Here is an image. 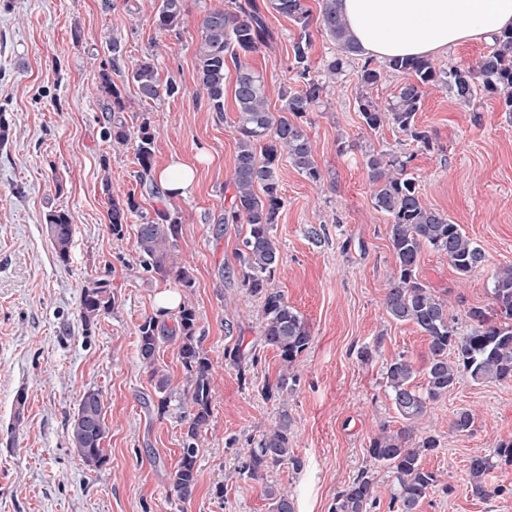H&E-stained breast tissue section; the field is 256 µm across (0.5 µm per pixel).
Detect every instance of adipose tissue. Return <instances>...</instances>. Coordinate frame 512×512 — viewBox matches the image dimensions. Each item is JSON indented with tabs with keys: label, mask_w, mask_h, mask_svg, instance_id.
I'll list each match as a JSON object with an SVG mask.
<instances>
[{
	"label": "adipose tissue",
	"mask_w": 512,
	"mask_h": 512,
	"mask_svg": "<svg viewBox=\"0 0 512 512\" xmlns=\"http://www.w3.org/2000/svg\"><path fill=\"white\" fill-rule=\"evenodd\" d=\"M362 54L431 57L512 26V0H339Z\"/></svg>",
	"instance_id": "obj_1"
}]
</instances>
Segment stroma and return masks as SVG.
Returning a JSON list of instances; mask_svg holds the SVG:
<instances>
[{
	"mask_svg": "<svg viewBox=\"0 0 512 512\" xmlns=\"http://www.w3.org/2000/svg\"><path fill=\"white\" fill-rule=\"evenodd\" d=\"M157 4L0 0V117L8 127L0 144V512H272L264 483L237 479L233 471L248 440L283 411L302 466H277L266 483L291 490L295 512H329L337 492L370 467L367 448L380 424L402 425L385 387L386 362L404 354L419 364L428 351L416 326L392 322L383 309L395 259L387 220L371 203L363 151L409 156L423 200L484 252L485 264L466 277L444 254L429 247L420 254V279L449 300L464 330L469 309L491 307L494 270L512 265V114L494 94L466 106L443 88L427 87L417 122L435 148L425 151L390 125L364 128L359 117L360 95L391 101L401 76L390 73L364 88L350 72L333 85L327 103L302 117L325 178L315 184L288 162L279 164L283 206L273 235L281 261L270 286L303 316L312 336L288 364L261 344V302L235 273L247 227L217 222L230 205L225 186L237 114L229 92L223 113L210 110L196 80L195 50L202 15L224 0H185L173 32L157 28ZM267 19L279 39L247 61L263 76L275 112L279 87L294 84L296 29L277 13ZM111 35L122 43L125 66L154 54L161 80L183 87L178 96L152 102L141 100L127 78L116 81L129 126L146 122L155 134L153 167L176 158L196 170L193 192L167 201L181 218L176 255L193 275L190 288L142 270L138 216L122 235L110 229L109 197L135 192L146 214L159 205L155 195L137 190L133 146L103 136L99 71ZM54 210L68 213L75 229L64 261L47 232ZM93 279L108 281L116 305L87 328L80 300ZM167 287L195 309L213 375L212 417L198 439L199 482L184 503L168 489L184 427L159 413L138 355V326L155 315L156 294ZM375 340L377 353L360 361L358 348ZM234 346L250 357L245 374L224 359ZM285 370L295 378L286 399H264L262 387ZM88 387L101 391L110 427L108 462L94 470L69 441ZM462 407L475 414L464 435L449 427ZM419 430L440 440L423 459L438 485L419 512H512V466L489 473L488 485L504 491L486 499L472 493L468 472L472 456L512 442V382L461 380L432 405Z\"/></svg>",
	"mask_w": 512,
	"mask_h": 512,
	"instance_id": "1",
	"label": "stroma"
}]
</instances>
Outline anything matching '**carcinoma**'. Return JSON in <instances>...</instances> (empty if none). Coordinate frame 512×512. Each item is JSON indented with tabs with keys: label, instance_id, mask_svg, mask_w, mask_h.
Wrapping results in <instances>:
<instances>
[{
	"label": "carcinoma",
	"instance_id": "obj_1",
	"mask_svg": "<svg viewBox=\"0 0 512 512\" xmlns=\"http://www.w3.org/2000/svg\"><path fill=\"white\" fill-rule=\"evenodd\" d=\"M274 11L288 17L299 28L291 43L295 87H285L279 97V112L270 110L268 93L261 75L245 62V57L275 42L265 12ZM184 0H160L157 27L175 31L183 21ZM319 24L340 49L323 71L311 74L309 52L312 46V23ZM200 42L196 49L197 80L205 91L213 111L224 112V81L229 67H234V101L237 114L235 131L237 150L229 185L233 188L230 207L219 224H245L237 260L246 293L262 300L260 340L280 352L283 361L293 362L312 340L308 323L284 296L270 288V280L280 262V250L272 235L277 223L282 197L279 193L278 162L284 158L309 181L324 180L323 171L313 152L309 138L297 122L319 104L328 93L329 84L345 75L359 49L347 23L337 8V0H321L317 18H312L305 0H267L260 9L255 0H227L220 8L208 10L199 22ZM112 56L99 74L100 88L107 96L104 112L108 113L104 138L125 145L134 142L135 157L140 167V187L147 186L153 158L154 134L143 122L137 133H131L122 116L124 104L112 76L123 75L121 43L114 38L106 43ZM402 77L395 99L379 104L366 95L357 101L364 126L376 130L391 124L426 151L434 149L429 132L417 124L422 106L423 89L441 86L461 103H471L479 93L503 95V108L512 112V29L494 36L487 54L473 64H459L441 70L424 57L392 58L378 64L367 59L357 71V79L367 88L378 83L385 74ZM140 98L155 101L180 93L173 80L162 82L154 55L143 57L128 74ZM409 159L371 151L365 153V165L373 192V208L388 221V238L395 268L388 279L384 297L386 315L398 323L415 325L428 340V357L422 368L400 355L385 364L386 388L393 407L403 421L392 430L384 425L369 441L367 454L372 465L388 469L395 482L391 497L394 512H419V506L436 487L434 473L426 470L422 457L435 452L440 441L434 435H416V430L430 405L448 394L467 377L475 383L512 382V266L497 268L491 275L489 288L493 313L481 307L468 311L469 329L458 330L456 318L449 312L448 300L435 294L418 276L421 251L429 246L448 257L460 276L479 268L485 259L482 250L466 236L459 224L428 206L421 198L413 174L407 171ZM108 216L112 233L122 236L123 225L138 213L135 194L125 198L108 197ZM136 249L143 270L152 278L175 279L190 288V272L178 265L175 242L182 233L178 213L168 207L155 209L154 216H140ZM47 230L61 259L69 255L74 225L63 211L47 215ZM115 308L109 284L98 280L83 289L81 318L91 328L100 317ZM196 312L184 306L169 327L155 318H147L138 327V349L141 361L150 367L151 381L158 395V408L175 415L186 428L176 466L169 474V493L181 501L191 500L198 483V444L200 432L212 417L213 379L209 359L196 337ZM179 340V356L186 371V383L180 390L170 387L164 370L156 365L160 343ZM423 373L425 386L417 388L413 381ZM473 413L461 408L451 421L457 434L468 433L474 426ZM109 434L105 410L99 390H84L71 422V445L83 464L99 469L107 463L103 442ZM300 466L291 448L290 420L280 414L278 422L250 444L238 474L262 481L270 468L284 462ZM512 465V443H500L489 454H477L469 461V477L473 493L486 498L503 492L487 486L485 477L499 465ZM374 475L363 470L336 495L331 512H371ZM265 497L273 512H295L287 491L272 484L263 485Z\"/></svg>",
	"mask_w": 512,
	"mask_h": 512
}]
</instances>
